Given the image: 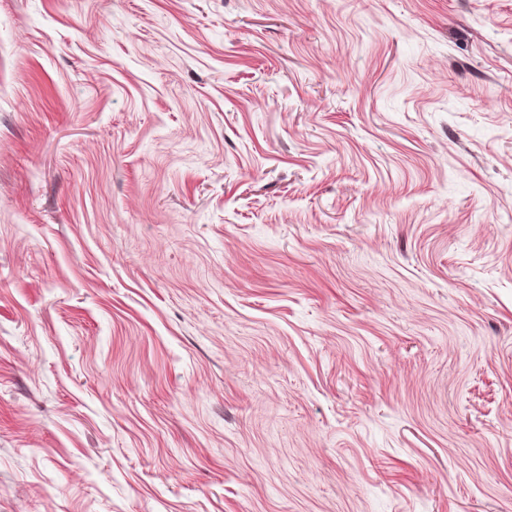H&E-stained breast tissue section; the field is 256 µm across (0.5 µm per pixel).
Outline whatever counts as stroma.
Returning <instances> with one entry per match:
<instances>
[{
  "label": "stroma",
  "instance_id": "stroma-1",
  "mask_svg": "<svg viewBox=\"0 0 512 512\" xmlns=\"http://www.w3.org/2000/svg\"><path fill=\"white\" fill-rule=\"evenodd\" d=\"M0 512H512V0H0Z\"/></svg>",
  "mask_w": 512,
  "mask_h": 512
}]
</instances>
